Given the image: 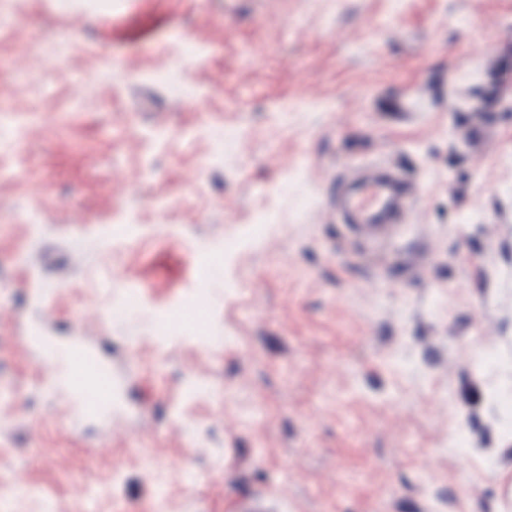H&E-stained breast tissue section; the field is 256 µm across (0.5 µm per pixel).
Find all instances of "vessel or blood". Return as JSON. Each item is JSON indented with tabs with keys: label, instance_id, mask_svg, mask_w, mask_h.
<instances>
[{
	"label": "vessel or blood",
	"instance_id": "1",
	"mask_svg": "<svg viewBox=\"0 0 512 512\" xmlns=\"http://www.w3.org/2000/svg\"><path fill=\"white\" fill-rule=\"evenodd\" d=\"M416 193V188L403 187L396 177L386 175L362 181L346 196L344 207L347 213L360 215L362 224L371 229L398 213L397 197L412 198ZM66 357L65 381L73 392L74 410L80 414L105 411L110 404V385L102 371L83 349H70Z\"/></svg>",
	"mask_w": 512,
	"mask_h": 512
}]
</instances>
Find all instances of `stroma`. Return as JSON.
Returning a JSON list of instances; mask_svg holds the SVG:
<instances>
[{"instance_id":"1","label":"stroma","mask_w":512,"mask_h":512,"mask_svg":"<svg viewBox=\"0 0 512 512\" xmlns=\"http://www.w3.org/2000/svg\"><path fill=\"white\" fill-rule=\"evenodd\" d=\"M510 53L512 0H0V512H512ZM416 193L415 186L404 188L396 176L386 175L362 181L354 192L345 197L344 207L348 214L361 215V223L372 229L385 223L387 214L390 221L399 212L402 206H395L398 196L414 198ZM65 383L73 392V409L80 414L101 413L110 404V385L86 351L72 348L66 353Z\"/></svg>"}]
</instances>
